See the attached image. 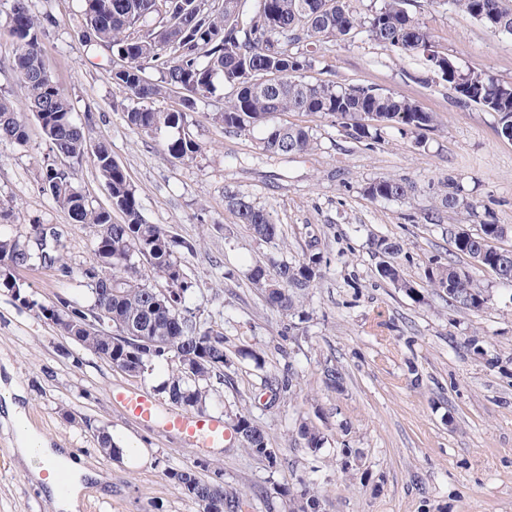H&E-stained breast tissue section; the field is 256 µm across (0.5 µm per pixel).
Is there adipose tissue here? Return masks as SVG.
<instances>
[{
	"instance_id": "adipose-tissue-1",
	"label": "adipose tissue",
	"mask_w": 512,
	"mask_h": 512,
	"mask_svg": "<svg viewBox=\"0 0 512 512\" xmlns=\"http://www.w3.org/2000/svg\"><path fill=\"white\" fill-rule=\"evenodd\" d=\"M23 397V392L12 385L0 392V401L4 402L15 428L14 454L17 461L28 470L32 486L42 494L52 496L57 512H79L87 487L100 480L101 475L87 469L81 456L66 448L52 447L48 439L37 435L27 423L21 404ZM54 464L64 466L69 472L70 488L66 495H58L55 481L48 474L50 466Z\"/></svg>"
}]
</instances>
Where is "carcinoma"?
I'll return each instance as SVG.
<instances>
[{
  "label": "carcinoma",
  "instance_id": "1",
  "mask_svg": "<svg viewBox=\"0 0 512 512\" xmlns=\"http://www.w3.org/2000/svg\"><path fill=\"white\" fill-rule=\"evenodd\" d=\"M253 5H248V2ZM487 29L512 36V8L505 0H448ZM7 24L16 51L10 61L29 110L36 118L53 155L66 158L60 168L47 160L42 168L43 189L74 224L95 229L92 260L70 265L63 255L62 236L30 225L24 236H0V277L11 276L15 265L48 263L67 281H77L91 294L89 304L67 293L56 295L57 315L74 325H85L79 342L90 351L112 344V360L124 371L141 377L159 363L177 359L175 368L161 382L160 393L174 405L203 413L209 394L208 381L228 362L224 338L197 320L186 306L194 289L185 276L182 255L196 251L190 240L177 239L162 224L148 223L141 211L137 190L124 168L112 158L103 141L92 138V117L78 123L74 104L53 81L42 42L50 25L38 17L29 0H5ZM85 36L109 49L122 60L121 67L107 71L111 83L129 100L163 98L178 90L180 108L157 110L146 105L124 111L126 124L149 136L163 135L162 154L181 164H192L205 147L189 132L198 103L219 90H229L218 120L226 133L259 129V148L265 154L288 156L313 150L311 130L301 125L279 124L283 112H305L332 117L345 124L359 140H378L386 128L410 132L420 139L437 128V117L415 102L366 86L342 87L333 83H308L302 71L309 65L304 47L323 40H344L367 32L376 42L401 51H429L428 62L439 72L448 68V57L428 50L430 36L417 19L402 7V0H383L381 8L363 17L351 0H83ZM462 84H472L495 114L499 134L512 140V83L482 72H456ZM0 140L28 143V124L12 102L0 96ZM85 162L94 165L104 180L111 207L94 206L74 185L75 169ZM415 191L412 182L388 176L364 188L372 199L401 200ZM439 207L466 209L475 205L462 195L459 184L447 179L440 189ZM227 209L261 241L278 236L272 215L246 196L226 191ZM122 214V221L112 213ZM505 226L484 216L476 233L454 235L458 253L469 257L486 239L504 238ZM379 255L378 273L394 287L413 296L414 286L401 275L397 258L399 243L374 239ZM496 251L485 254L482 266L498 279L512 282V263L505 269ZM165 282L159 289L150 276ZM322 275V257L311 253L303 260L277 265L272 274L263 265L251 269L250 280L266 303L291 317L301 314L302 299ZM429 287L448 300V306L479 311L490 300L470 270L452 262L437 263L424 271ZM107 309L112 324H98L94 316ZM234 429L243 446L264 459L270 469L280 462L267 446L263 431L246 416L235 418ZM299 434L306 447L318 450L324 436L307 425ZM211 464H193L166 471L200 512H241L243 499L224 488L222 475ZM290 496V512H315L317 499L305 493Z\"/></svg>",
  "mask_w": 512,
  "mask_h": 512
}]
</instances>
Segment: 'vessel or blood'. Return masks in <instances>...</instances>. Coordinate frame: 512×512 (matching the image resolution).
Here are the masks:
<instances>
[{
	"label": "vessel or blood",
	"instance_id": "obj_1",
	"mask_svg": "<svg viewBox=\"0 0 512 512\" xmlns=\"http://www.w3.org/2000/svg\"><path fill=\"white\" fill-rule=\"evenodd\" d=\"M112 400L136 420L152 424L163 420L167 430L178 434L190 446L223 447L232 435L226 429L223 418L213 416H194L177 411L159 415L156 400L145 393L135 390L113 391Z\"/></svg>",
	"mask_w": 512,
	"mask_h": 512
}]
</instances>
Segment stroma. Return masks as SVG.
I'll use <instances>...</instances> for the list:
<instances>
[{
    "label": "stroma",
    "instance_id": "obj_1",
    "mask_svg": "<svg viewBox=\"0 0 512 512\" xmlns=\"http://www.w3.org/2000/svg\"><path fill=\"white\" fill-rule=\"evenodd\" d=\"M30 5L53 19L43 48L53 80L75 105V120L93 116L95 137L136 186L145 219L197 243L182 258L196 286L187 306L223 331L229 358L223 381L209 392V415L228 427L235 414L246 415L281 461L271 470L237 440L191 448L113 405L112 389L155 393L168 368L131 377L61 335L37 307L60 293L88 300L85 287L55 270L26 267L15 271L14 288L0 285V374L10 373L25 390L23 406L37 433L110 475L108 493L87 489L82 512H197L166 472L200 458L242 495L243 512H288L287 488L316 492L319 512H512V286L472 268L453 243L458 231L476 232L485 212L512 227V141L497 135L493 114L464 104L429 71L423 52L404 53L360 34L309 46L305 79L365 85L417 102L439 121L423 144L391 128L380 140H358L336 119L288 112L278 122L309 127L317 146L270 157L259 148V132L225 133L213 119L223 102L211 98L199 104L191 128L206 150L196 163L181 165L125 123L130 101L107 77L114 56L81 37L82 0ZM404 7L424 23L433 50L462 69L512 83V36L442 0H404ZM49 152L35 123L27 145L0 142V201L19 212L0 233L23 236L35 222L58 225L65 258L83 265L92 258L93 232L71 223L43 192ZM384 176L407 178L416 194L397 201L365 196V185ZM450 177L476 215L444 210L426 223ZM229 189L273 215L275 240H256L237 223L224 202ZM379 237L401 244L402 275L421 299L379 276L372 254ZM313 248L323 255L322 276L298 320L269 306L249 272L301 260ZM448 261L472 268L490 296L486 307H449L427 286L425 268ZM329 366L343 373L342 390L326 386ZM304 423L324 436L319 450L306 447ZM96 426L118 447L143 448L145 462L105 456ZM15 446L0 404V512H46L47 499L23 476Z\"/></svg>",
    "mask_w": 512,
    "mask_h": 512
}]
</instances>
